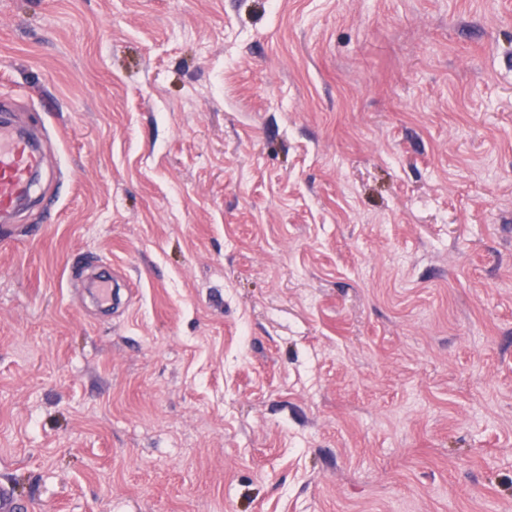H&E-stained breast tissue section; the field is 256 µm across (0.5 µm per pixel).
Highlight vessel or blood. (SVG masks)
<instances>
[{"label":"vessel or blood","instance_id":"b4317fda","mask_svg":"<svg viewBox=\"0 0 512 512\" xmlns=\"http://www.w3.org/2000/svg\"><path fill=\"white\" fill-rule=\"evenodd\" d=\"M39 151L0 114V222H8L19 203L31 193L32 177L40 169Z\"/></svg>","mask_w":512,"mask_h":512}]
</instances>
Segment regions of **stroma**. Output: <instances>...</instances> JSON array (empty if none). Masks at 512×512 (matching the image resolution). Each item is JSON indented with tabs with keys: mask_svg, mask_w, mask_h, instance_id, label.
I'll return each mask as SVG.
<instances>
[{
	"mask_svg": "<svg viewBox=\"0 0 512 512\" xmlns=\"http://www.w3.org/2000/svg\"><path fill=\"white\" fill-rule=\"evenodd\" d=\"M0 105L32 512H512V0H0ZM39 151L0 114V234L19 203L31 193L32 177L40 169Z\"/></svg>",
	"mask_w": 512,
	"mask_h": 512,
	"instance_id": "obj_1",
	"label": "stroma"
}]
</instances>
